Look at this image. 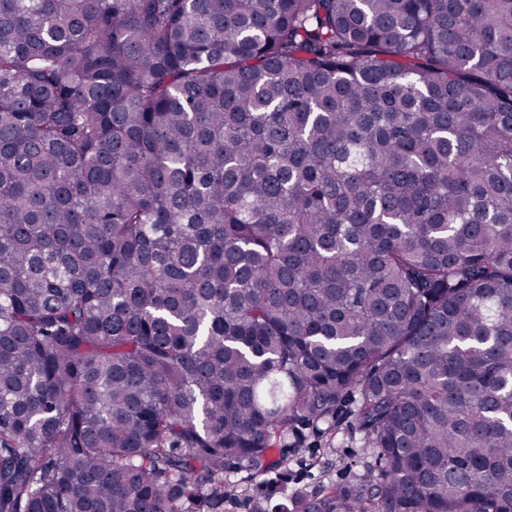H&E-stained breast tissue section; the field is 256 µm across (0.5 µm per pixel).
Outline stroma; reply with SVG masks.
I'll list each match as a JSON object with an SVG mask.
<instances>
[{"mask_svg":"<svg viewBox=\"0 0 512 512\" xmlns=\"http://www.w3.org/2000/svg\"><path fill=\"white\" fill-rule=\"evenodd\" d=\"M303 447L285 449L279 474L261 476L244 464L225 467L224 477L234 487L224 501V512H252L253 502L267 493L283 500L302 491L314 494L345 486L377 470L374 449L365 447L352 417L340 414L334 430L305 429Z\"/></svg>","mask_w":512,"mask_h":512,"instance_id":"stroma-1","label":"stroma"}]
</instances>
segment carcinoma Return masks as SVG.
Masks as SVG:
<instances>
[{"label":"carcinoma","instance_id":"cac0c4a2","mask_svg":"<svg viewBox=\"0 0 512 512\" xmlns=\"http://www.w3.org/2000/svg\"><path fill=\"white\" fill-rule=\"evenodd\" d=\"M512 512V0H0V512ZM319 427L317 433L301 428L303 448H282L286 460L279 475H257L242 463L226 465L224 479L234 491L224 501V512H252L254 500L270 490L275 499L284 501L298 491L314 494L376 473V452L364 448L361 432L345 411L333 431L324 430L326 424Z\"/></svg>","mask_w":512,"mask_h":512}]
</instances>
